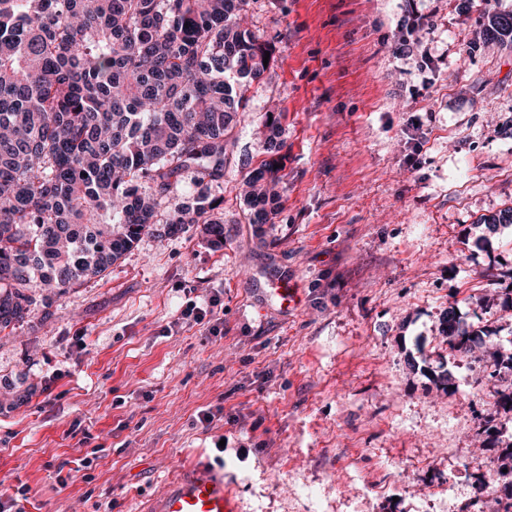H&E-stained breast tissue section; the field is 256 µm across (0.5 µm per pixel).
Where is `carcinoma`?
Instances as JSON below:
<instances>
[{"label":"carcinoma","mask_w":512,"mask_h":512,"mask_svg":"<svg viewBox=\"0 0 512 512\" xmlns=\"http://www.w3.org/2000/svg\"><path fill=\"white\" fill-rule=\"evenodd\" d=\"M248 0H0V330L103 276L151 230L157 198L194 173L196 193L164 236L214 218L226 155L271 45L245 26ZM270 159L248 177L252 224H270L281 115ZM441 333L451 348L454 309Z\"/></svg>","instance_id":"obj_1"}]
</instances>
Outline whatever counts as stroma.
Listing matches in <instances>:
<instances>
[{
    "instance_id": "stroma-1",
    "label": "stroma",
    "mask_w": 512,
    "mask_h": 512,
    "mask_svg": "<svg viewBox=\"0 0 512 512\" xmlns=\"http://www.w3.org/2000/svg\"><path fill=\"white\" fill-rule=\"evenodd\" d=\"M512 0H249L275 49L227 151L224 243L203 225L143 235L100 277L0 332V493L41 512H152L224 446L240 512H497L512 412ZM285 129L280 204L253 224L242 186ZM300 297L286 310L273 283ZM219 296L224 333L184 323ZM455 308L484 344L450 349ZM211 414L203 422V414ZM98 449L96 502L58 468Z\"/></svg>"
}]
</instances>
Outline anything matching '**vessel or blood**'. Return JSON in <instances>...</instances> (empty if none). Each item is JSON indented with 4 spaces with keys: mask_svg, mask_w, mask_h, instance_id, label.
Listing matches in <instances>:
<instances>
[{
    "mask_svg": "<svg viewBox=\"0 0 512 512\" xmlns=\"http://www.w3.org/2000/svg\"><path fill=\"white\" fill-rule=\"evenodd\" d=\"M158 512H238V505L223 468L200 460L167 486Z\"/></svg>",
    "mask_w": 512,
    "mask_h": 512,
    "instance_id": "b4317fda",
    "label": "vessel or blood"
}]
</instances>
